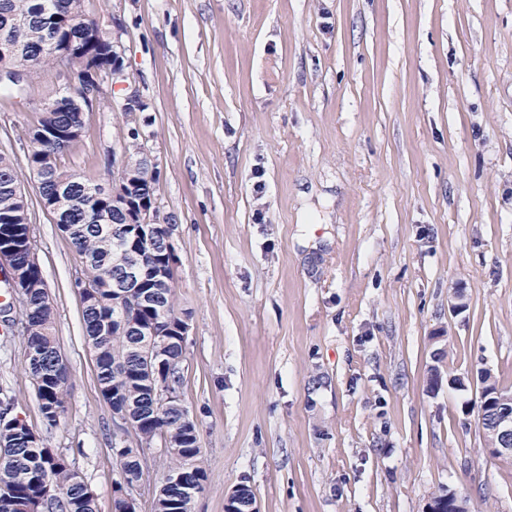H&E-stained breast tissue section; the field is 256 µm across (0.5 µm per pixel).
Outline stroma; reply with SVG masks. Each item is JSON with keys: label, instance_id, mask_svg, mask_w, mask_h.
Segmentation results:
<instances>
[{"label": "stroma", "instance_id": "stroma-1", "mask_svg": "<svg viewBox=\"0 0 512 512\" xmlns=\"http://www.w3.org/2000/svg\"><path fill=\"white\" fill-rule=\"evenodd\" d=\"M119 24L144 152L171 219L188 320L181 399L208 473L259 512H512V458L479 423L481 371L512 393V0H85ZM84 113L61 163L112 176L129 117ZM31 105L0 94V152ZM70 367L43 423L17 298L0 310V395L112 512L118 461L72 240L25 183ZM442 380L430 386L431 369Z\"/></svg>", "mask_w": 512, "mask_h": 512}]
</instances>
